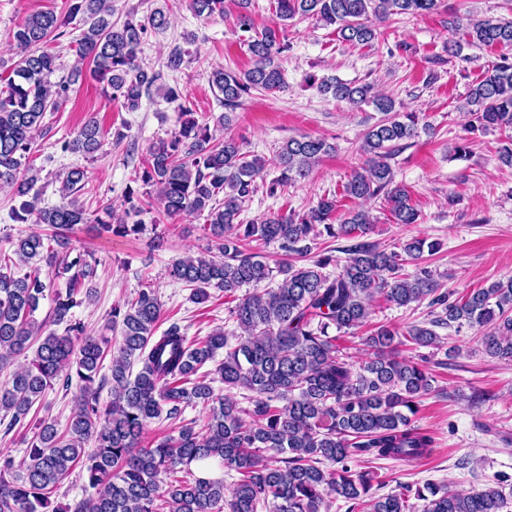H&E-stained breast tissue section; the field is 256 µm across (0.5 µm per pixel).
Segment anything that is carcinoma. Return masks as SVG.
I'll return each mask as SVG.
<instances>
[{"mask_svg":"<svg viewBox=\"0 0 512 512\" xmlns=\"http://www.w3.org/2000/svg\"><path fill=\"white\" fill-rule=\"evenodd\" d=\"M237 4L243 9L237 26L247 34L253 67L240 74L212 72L226 109L217 121L221 127L231 125L232 111L251 91L276 93L286 86L279 60L289 49L288 21L316 17L336 26L343 41L369 45L378 37L370 17L384 22L392 15L422 16L437 11L441 0H274L275 19L260 31L245 12L251 0ZM192 7L199 15H224V0H192ZM79 15L87 25L78 39L79 57L92 59L94 79L112 98L137 110L163 76L143 68L139 53L148 29L167 27L166 13L157 9L145 21L131 13L118 24L108 0H71L68 17ZM62 26L51 12L26 18L14 33L24 54L0 89V184L23 198L14 220L25 223L33 216L34 223L54 230L46 238L33 232L15 243L14 255L29 267L24 276L16 278L0 265V366L33 351L11 386L0 388V412L12 414L14 425L21 422L63 373H76L79 396L64 429L48 418L37 421L21 465L0 455V512H68L52 505L51 496L77 469L95 494L78 502L74 512H328L332 497L343 499L348 512H512V490L497 483L469 493L445 484L402 486L376 498L375 473L352 468L364 456L418 465L432 451L433 437L414 425L412 416L435 392V379L425 365L404 357L402 347L440 349L444 341L436 329L468 326L483 331L485 355L512 359V278L454 299L421 266L424 252H436L439 243L415 237L389 251L364 241L373 227L369 211L352 209L338 221L334 196L320 197L301 216L274 211L241 220L266 168L280 171L267 187L274 196L307 178L335 151L322 137H291L266 159L244 150L231 135L215 141L208 120L182 102L178 131L148 149L139 179L159 188L160 212L171 220L205 217L210 240L204 252L175 261L169 276L188 287L197 304L207 302L212 289L232 298L227 320L243 335L231 338L216 328L190 339L176 323L159 330L163 303L153 288L112 308L113 339L94 336L73 319L72 309L93 298L94 289L85 282L95 269L88 254L70 257L68 233L92 220L100 231L121 235L139 234L143 224H112L109 205L91 219L75 199L39 208L38 194L32 193L37 177L21 173L33 132L47 110L66 98L71 78L80 76L75 69L70 77L51 81L59 70L56 56L38 50ZM465 36L470 45L500 48L501 55L468 91L466 136L454 155H467L471 136L494 128L505 133L500 157L512 164V19L471 21ZM307 83L352 109L371 104L383 114L364 136L366 165L344 192L355 201L383 192L396 223H417L419 213L409 191L394 183L389 159L430 126H419L416 113L402 111L370 84L313 76ZM99 133L91 118L62 150L90 155L100 146ZM84 178V169H69L62 196ZM324 235L359 242L341 249L347 254L342 261L330 250L311 255ZM253 241L276 243L305 263L272 266L247 251ZM409 264L416 266L410 274ZM331 265L334 274L326 272ZM44 266L66 276L65 291L54 297L53 321L65 324L61 334L45 332L46 323L34 317L49 289L41 278ZM278 275L276 286L262 287ZM244 287L247 292L238 294ZM378 297L398 307L427 299L431 319L403 330L372 325L363 338L368 357L357 363L337 344L339 334L371 325V302ZM107 358L112 399L104 403L96 379ZM210 362L213 368L204 369ZM217 382L243 392L247 406L217 393ZM198 405L207 410L200 428L197 420L182 418ZM161 417L182 420L177 435L147 440L150 423ZM202 461L234 474L233 485L227 489L222 479L195 475L193 467Z\"/></svg>","mask_w":512,"mask_h":512,"instance_id":"1","label":"carcinoma"}]
</instances>
